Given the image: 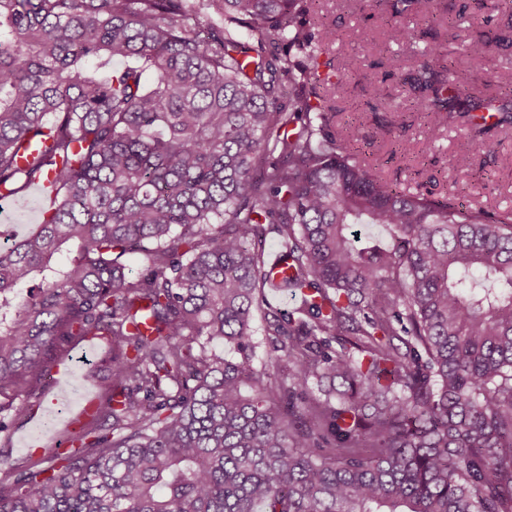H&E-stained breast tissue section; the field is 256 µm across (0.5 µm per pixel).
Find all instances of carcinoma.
I'll list each match as a JSON object with an SVG mask.
<instances>
[{
	"label": "carcinoma",
	"mask_w": 512,
	"mask_h": 512,
	"mask_svg": "<svg viewBox=\"0 0 512 512\" xmlns=\"http://www.w3.org/2000/svg\"><path fill=\"white\" fill-rule=\"evenodd\" d=\"M308 2L0 0V199L55 191L0 250V434L74 339L109 347L67 446L0 459V512H512V210L358 159L319 92L334 32L306 27ZM463 23L451 40L486 55ZM443 57L410 91L436 126L471 117L466 169L475 112L512 120L462 97Z\"/></svg>",
	"instance_id": "1"
}]
</instances>
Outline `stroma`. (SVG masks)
I'll list each match as a JSON object with an SVG mask.
<instances>
[{
	"label": "stroma",
	"mask_w": 512,
	"mask_h": 512,
	"mask_svg": "<svg viewBox=\"0 0 512 512\" xmlns=\"http://www.w3.org/2000/svg\"><path fill=\"white\" fill-rule=\"evenodd\" d=\"M465 18L470 37L491 41L482 58L451 54L452 76L463 79L466 94L482 95L488 82L512 70V13L501 0H441V8L422 17L413 11L400 15L402 25L414 37L393 43L386 37L392 19L389 7L374 0H313L308 24L314 30L330 26L336 31L326 47L331 62L329 79L320 91L334 112L335 130L359 127L364 141L359 152L399 188L431 191L439 200H451L465 208L473 202L498 209H512V131L495 128L486 135L487 149L476 154L468 171H459L454 155L470 132L467 118L445 126L441 140L427 148L432 115L406 103L402 112L388 104L404 100V80L426 49L448 43V24ZM99 350L86 341L76 342L52 373L38 409L17 421L0 453L13 458L40 459L66 428V417L78 410L94 384L87 366L96 362Z\"/></svg>",
	"instance_id": "1"
}]
</instances>
